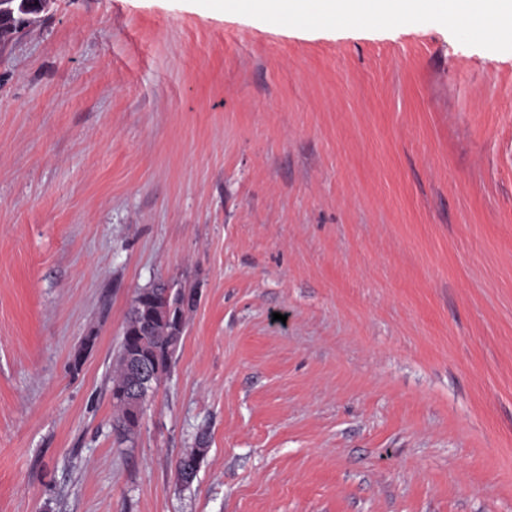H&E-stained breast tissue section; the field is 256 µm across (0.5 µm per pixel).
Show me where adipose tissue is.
<instances>
[{"instance_id": "adipose-tissue-1", "label": "adipose tissue", "mask_w": 512, "mask_h": 512, "mask_svg": "<svg viewBox=\"0 0 512 512\" xmlns=\"http://www.w3.org/2000/svg\"><path fill=\"white\" fill-rule=\"evenodd\" d=\"M328 28L347 32V21L365 17L371 31L388 29L406 14H452L458 26L471 27L481 15H494L497 23L487 32V41L512 48V0H324L319 6Z\"/></svg>"}]
</instances>
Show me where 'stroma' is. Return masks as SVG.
Returning <instances> with one entry per match:
<instances>
[{"label": "stroma", "instance_id": "obj_1", "mask_svg": "<svg viewBox=\"0 0 512 512\" xmlns=\"http://www.w3.org/2000/svg\"><path fill=\"white\" fill-rule=\"evenodd\" d=\"M157 280L199 300L122 438ZM0 512H512V51L52 0L0 51ZM207 443L204 440V438H203V440H200L198 437H196L195 448H192L190 453H188L187 455L182 457L176 465V477H177L178 481H179V467L184 460H186V461L183 462V464L181 465L180 481H183V484H190L194 480V478L197 474V471H198V464L195 461H193V459H195L196 457H199V458H201V460H203V458L207 452ZM187 459H192V460H187Z\"/></svg>", "mask_w": 512, "mask_h": 512}]
</instances>
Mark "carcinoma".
I'll return each mask as SVG.
<instances>
[{
	"mask_svg": "<svg viewBox=\"0 0 512 512\" xmlns=\"http://www.w3.org/2000/svg\"><path fill=\"white\" fill-rule=\"evenodd\" d=\"M44 0H0V46H7L25 26L45 12ZM197 305V293L158 283L140 289L133 300L117 356V374L112 381V399L119 407L117 427L130 433L138 427L146 396L133 393L129 358L137 356L160 365L165 372L180 347L186 313Z\"/></svg>",
	"mask_w": 512,
	"mask_h": 512,
	"instance_id": "obj_1",
	"label": "carcinoma"
}]
</instances>
